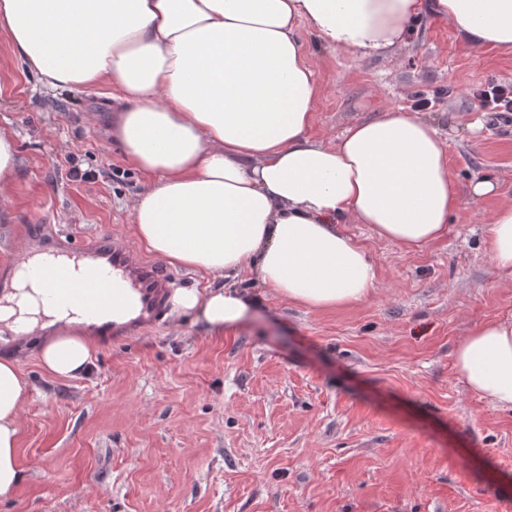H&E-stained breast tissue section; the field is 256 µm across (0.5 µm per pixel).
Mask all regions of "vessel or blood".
<instances>
[{
    "mask_svg": "<svg viewBox=\"0 0 512 512\" xmlns=\"http://www.w3.org/2000/svg\"><path fill=\"white\" fill-rule=\"evenodd\" d=\"M34 213L17 233L25 245L0 260V296L13 286L12 276L32 256L42 258L39 275L55 305L80 306L97 335L115 339L153 327L165 315L170 277L158 263L134 259L126 240L101 235L91 241L59 244L31 242L29 227L43 223Z\"/></svg>",
    "mask_w": 512,
    "mask_h": 512,
    "instance_id": "1",
    "label": "vessel or blood"
}]
</instances>
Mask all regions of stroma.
<instances>
[{
  "instance_id": "stroma-1",
  "label": "stroma",
  "mask_w": 512,
  "mask_h": 512,
  "mask_svg": "<svg viewBox=\"0 0 512 512\" xmlns=\"http://www.w3.org/2000/svg\"><path fill=\"white\" fill-rule=\"evenodd\" d=\"M299 35L319 85L315 140L335 144L351 122L431 99L420 116L437 126L461 196L447 235L408 251L346 225L377 269L363 301L309 309L246 269L230 283L259 296L254 318L218 335L168 312L139 335L96 337L76 378L50 375L36 344L10 348L29 390L22 480L0 512H512V411L468 390L454 365L473 329L512 319V274L484 247L512 202V125L490 123L470 94L512 83V52L474 47L429 14L380 57ZM111 94L42 84L0 31V128L20 164L0 257L36 210L48 220L31 225L37 239L109 233L147 258L133 231L147 182L107 133ZM484 179L495 194L472 198Z\"/></svg>"
}]
</instances>
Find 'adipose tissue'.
Listing matches in <instances>:
<instances>
[{
    "instance_id": "obj_1",
    "label": "adipose tissue",
    "mask_w": 512,
    "mask_h": 512,
    "mask_svg": "<svg viewBox=\"0 0 512 512\" xmlns=\"http://www.w3.org/2000/svg\"><path fill=\"white\" fill-rule=\"evenodd\" d=\"M425 11L474 46L512 50V0H0V29L44 84L117 90L109 133L148 181L133 207L148 252L215 280L248 267L288 301L331 309L377 281L344 225L416 250L447 234L460 198L437 128L414 113L353 122L332 145L310 138L317 85L299 31L380 56ZM485 246L511 273L512 204ZM14 285L0 327L20 346L39 337L52 375L82 372L95 347L82 319L51 309L38 279L19 272ZM171 304L221 334L256 302L218 286L175 289ZM454 363L470 391L512 410V321L476 327ZM27 389L19 360L0 358V495L21 480Z\"/></svg>"
}]
</instances>
